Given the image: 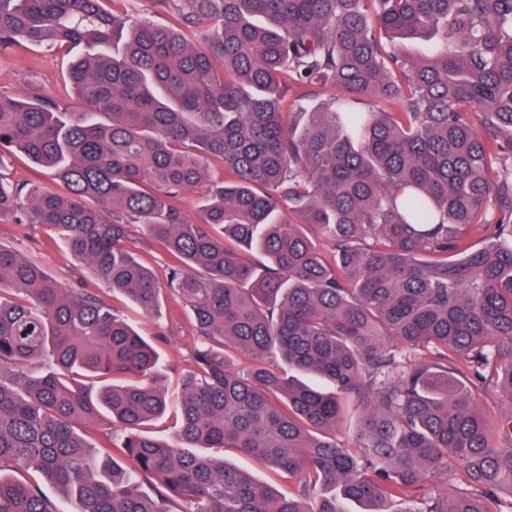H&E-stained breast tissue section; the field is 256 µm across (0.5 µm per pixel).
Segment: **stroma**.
Returning a JSON list of instances; mask_svg holds the SVG:
<instances>
[{"label": "stroma", "instance_id": "obj_1", "mask_svg": "<svg viewBox=\"0 0 512 512\" xmlns=\"http://www.w3.org/2000/svg\"><path fill=\"white\" fill-rule=\"evenodd\" d=\"M68 57L30 45L0 51V92L11 95L51 96L68 101L71 89L67 81ZM55 233L37 227L20 234L17 225L0 221V243L19 250L40 262L47 272L66 286L96 293L128 318L137 331L158 349L165 371L160 385L169 401H176L181 378L194 348L196 331L188 313L181 306L164 302L161 318L146 315L122 296L112 293L64 247L51 243Z\"/></svg>", "mask_w": 512, "mask_h": 512}]
</instances>
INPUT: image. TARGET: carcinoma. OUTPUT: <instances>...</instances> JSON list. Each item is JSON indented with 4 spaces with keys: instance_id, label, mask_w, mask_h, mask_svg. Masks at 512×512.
Here are the masks:
<instances>
[{
    "instance_id": "carcinoma-1",
    "label": "carcinoma",
    "mask_w": 512,
    "mask_h": 512,
    "mask_svg": "<svg viewBox=\"0 0 512 512\" xmlns=\"http://www.w3.org/2000/svg\"><path fill=\"white\" fill-rule=\"evenodd\" d=\"M109 1L125 2L0 0V50L80 48V110L0 94V220L55 228L146 314L181 304L196 342L175 431L156 438L154 347L0 244V512H58L9 468L72 512H512V411L486 416L469 385L512 403V0H144L169 25ZM295 87L336 95L290 123ZM13 151L67 192L11 182ZM213 159L234 182L209 179ZM201 186L193 223L177 200ZM142 238L168 256L164 285ZM104 413L120 462L83 430ZM458 471L456 493L426 487ZM226 459L231 464L252 471L259 479L275 485L281 493L288 494L295 491L297 480L272 470L261 461L247 455L227 453Z\"/></svg>"
}]
</instances>
